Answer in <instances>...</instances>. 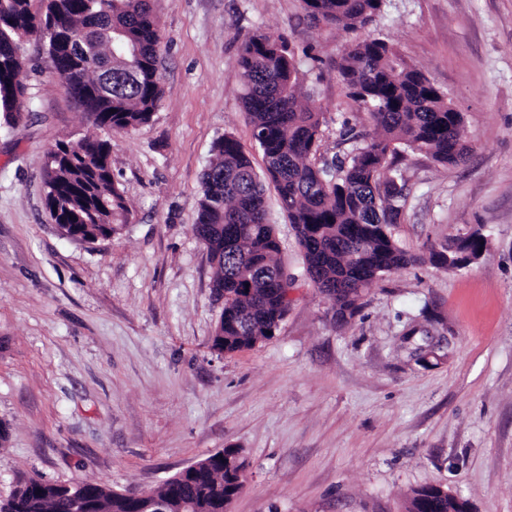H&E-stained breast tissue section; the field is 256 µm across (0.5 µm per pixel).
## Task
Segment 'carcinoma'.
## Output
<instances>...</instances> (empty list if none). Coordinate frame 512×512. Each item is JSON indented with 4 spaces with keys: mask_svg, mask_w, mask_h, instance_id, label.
I'll use <instances>...</instances> for the list:
<instances>
[{
    "mask_svg": "<svg viewBox=\"0 0 512 512\" xmlns=\"http://www.w3.org/2000/svg\"><path fill=\"white\" fill-rule=\"evenodd\" d=\"M0 0V129L15 125L28 95L24 38L35 30L68 48L53 62L56 73L78 82L81 106L97 125L128 131L148 123L163 97L156 67L161 37L154 0ZM312 23L347 36L336 70L368 129L353 134L344 156L320 155L325 112L298 79V62L279 35L257 29L241 40L242 105L263 157L262 173L239 142L226 134L213 147L203 173L193 231L215 267L213 287L224 289V310L213 347L235 353L268 340L289 301L269 276L283 270L275 225L268 219L264 183L273 184L302 249L306 272L334 303L336 321L361 308L365 289L384 275L421 262L455 268L463 250L483 251L482 236H458L417 254L402 248L390 226L402 189L382 172L400 148L443 165L466 160L463 114L391 44L360 32L382 15L386 0H302ZM46 205L81 242L110 238L129 223L126 200L112 180L109 147L86 137L60 141L45 154ZM252 291L244 292V287ZM246 468L240 449L226 448L153 491L175 504L190 500L200 512L231 502ZM82 512H151L108 487L85 484ZM72 490L32 479L17 487L0 512H71ZM406 512H470L469 502L437 486L415 488Z\"/></svg>",
    "mask_w": 512,
    "mask_h": 512,
    "instance_id": "obj_1",
    "label": "carcinoma"
}]
</instances>
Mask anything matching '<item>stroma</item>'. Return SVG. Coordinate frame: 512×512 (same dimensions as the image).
Masks as SVG:
<instances>
[{
    "label": "stroma",
    "mask_w": 512,
    "mask_h": 512,
    "mask_svg": "<svg viewBox=\"0 0 512 512\" xmlns=\"http://www.w3.org/2000/svg\"><path fill=\"white\" fill-rule=\"evenodd\" d=\"M164 96L147 124L96 126L54 72L41 34L24 42V119L0 131V497L22 482L151 491L237 448L230 512H404L442 486L473 512H512V0H387L366 29L419 66L464 116L465 163L401 153L391 232L422 253L481 227L462 269L418 263L368 286L338 323L308 279L294 230L267 187L280 259L294 279L275 335L221 353L224 301L195 237L213 144L233 134L262 169L240 99L238 54L255 30L285 38L325 110L321 152L359 127L336 60L346 39L301 0H156ZM109 141L127 226L92 243L63 236L45 205L57 142ZM419 327L437 357L410 358Z\"/></svg>",
    "instance_id": "stroma-1"
}]
</instances>
